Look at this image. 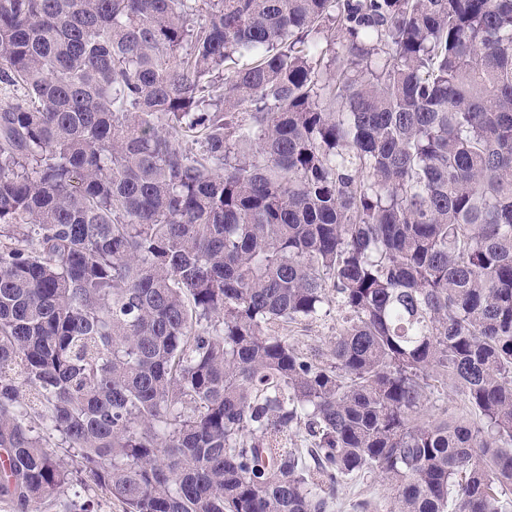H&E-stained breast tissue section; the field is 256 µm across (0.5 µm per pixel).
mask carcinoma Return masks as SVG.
Segmentation results:
<instances>
[{
  "label": "carcinoma",
  "mask_w": 512,
  "mask_h": 512,
  "mask_svg": "<svg viewBox=\"0 0 512 512\" xmlns=\"http://www.w3.org/2000/svg\"><path fill=\"white\" fill-rule=\"evenodd\" d=\"M0 89V503L512 512V0H0ZM344 313L338 309L336 303L330 305L327 315L319 320L303 322L302 324L288 327V336H294L292 341L303 349H319L326 353L329 340L336 336V331L341 327ZM428 413L437 417L446 415L469 417L468 411L459 400L455 387L449 381L448 384L441 381L434 383L428 404ZM77 496H74V492ZM75 499L77 508L85 501L91 500L94 503V511L96 512H123V505L113 499H110L101 490L97 489L91 482H87L86 486H77L74 490L65 491V496L61 495L60 501Z\"/></svg>",
  "instance_id": "carcinoma-1"
}]
</instances>
